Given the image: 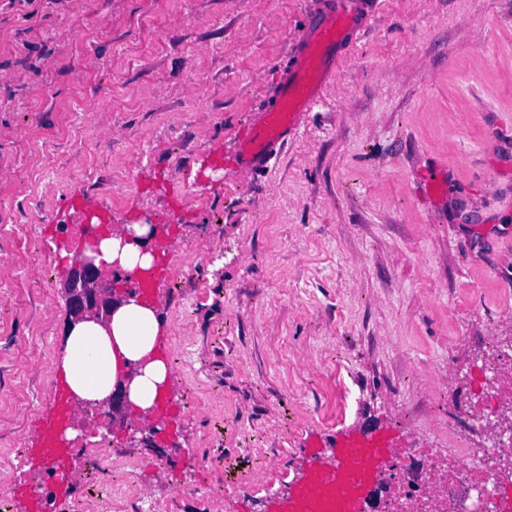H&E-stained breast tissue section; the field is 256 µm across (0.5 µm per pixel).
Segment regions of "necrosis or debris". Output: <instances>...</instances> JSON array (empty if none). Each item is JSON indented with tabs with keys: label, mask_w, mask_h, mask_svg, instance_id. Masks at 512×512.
I'll return each mask as SVG.
<instances>
[{
	"label": "necrosis or debris",
	"mask_w": 512,
	"mask_h": 512,
	"mask_svg": "<svg viewBox=\"0 0 512 512\" xmlns=\"http://www.w3.org/2000/svg\"><path fill=\"white\" fill-rule=\"evenodd\" d=\"M487 422H497L499 401L480 407ZM473 405L456 406L450 448L439 455L428 448H399L383 460L355 503V512H512V500L493 491L492 483L503 459H512V431L499 442L485 444L472 420ZM89 487L122 484L138 493V468L117 473L107 439L86 444Z\"/></svg>",
	"instance_id": "necrosis-or-debris-1"
}]
</instances>
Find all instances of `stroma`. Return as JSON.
Listing matches in <instances>:
<instances>
[{
  "instance_id": "stroma-1",
  "label": "stroma",
  "mask_w": 512,
  "mask_h": 512,
  "mask_svg": "<svg viewBox=\"0 0 512 512\" xmlns=\"http://www.w3.org/2000/svg\"><path fill=\"white\" fill-rule=\"evenodd\" d=\"M307 2L0 0V512H30L41 470L19 453L56 409L39 368L62 355L91 196L100 233L170 226L148 297L175 391L151 445L109 431L143 497L279 512L269 474L337 444L447 451L449 395L469 402L486 336L512 333V0H383L297 140L246 170ZM67 463L82 512H130L89 495L84 452ZM103 201L100 197L88 198L86 200L85 208L78 212L76 224L78 225L79 236L88 238L93 236L97 230L98 225L94 224L89 219V214L97 209L103 208Z\"/></svg>"
}]
</instances>
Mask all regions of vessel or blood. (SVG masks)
I'll list each match as a JSON object with an SVG mask.
<instances>
[{
  "instance_id": "b4317fda",
  "label": "vessel or blood",
  "mask_w": 512,
  "mask_h": 512,
  "mask_svg": "<svg viewBox=\"0 0 512 512\" xmlns=\"http://www.w3.org/2000/svg\"><path fill=\"white\" fill-rule=\"evenodd\" d=\"M379 9L376 2L366 7L361 0H318L308 14L303 36L293 43L286 65L279 69L274 103L253 114L239 142L241 167L253 171L267 168L297 136L305 113L321 100L348 51L360 33L372 26ZM50 384L60 407L44 419L32 454L41 465L47 488L57 492L65 482L59 463L70 452L65 435L73 413L61 376L51 375ZM375 462L368 442L343 445L333 455L330 468L313 467L295 484L281 505L282 512H350Z\"/></svg>"
}]
</instances>
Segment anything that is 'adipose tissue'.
I'll use <instances>...</instances> for the list:
<instances>
[{
  "instance_id": "ef3b65f1",
  "label": "adipose tissue",
  "mask_w": 512,
  "mask_h": 512,
  "mask_svg": "<svg viewBox=\"0 0 512 512\" xmlns=\"http://www.w3.org/2000/svg\"><path fill=\"white\" fill-rule=\"evenodd\" d=\"M132 231L135 238L131 241L120 234L101 238L94 254L96 263H117L129 271L152 266V252L138 242L147 233V226L136 224ZM161 328L154 307L133 301L117 308L109 328L92 321L73 324L62 355V369L71 392L83 400H101L112 391L127 363L138 362L142 373L130 386V400L139 410H149L170 376L167 365L154 356Z\"/></svg>"
}]
</instances>
